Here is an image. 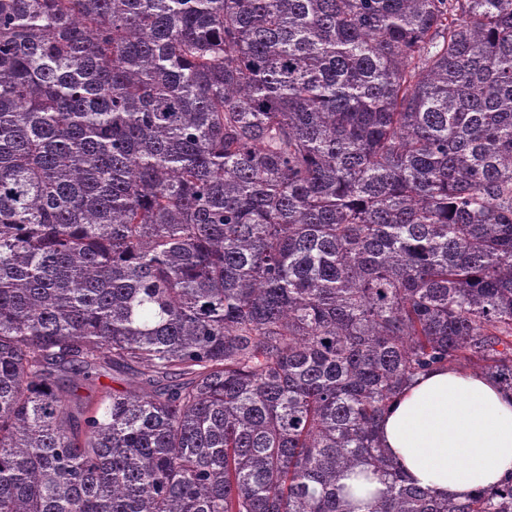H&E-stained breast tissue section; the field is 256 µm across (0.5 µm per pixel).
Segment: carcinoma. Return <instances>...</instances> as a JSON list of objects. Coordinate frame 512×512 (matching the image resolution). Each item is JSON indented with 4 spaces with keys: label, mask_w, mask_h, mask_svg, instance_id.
Returning <instances> with one entry per match:
<instances>
[{
    "label": "carcinoma",
    "mask_w": 512,
    "mask_h": 512,
    "mask_svg": "<svg viewBox=\"0 0 512 512\" xmlns=\"http://www.w3.org/2000/svg\"><path fill=\"white\" fill-rule=\"evenodd\" d=\"M448 365L512 391V0H0V512H512L380 445Z\"/></svg>",
    "instance_id": "cac0c4a2"
}]
</instances>
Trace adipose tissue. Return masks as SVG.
I'll return each mask as SVG.
<instances>
[{
    "instance_id": "adipose-tissue-1",
    "label": "adipose tissue",
    "mask_w": 512,
    "mask_h": 512,
    "mask_svg": "<svg viewBox=\"0 0 512 512\" xmlns=\"http://www.w3.org/2000/svg\"><path fill=\"white\" fill-rule=\"evenodd\" d=\"M379 439L411 482L465 499L512 472V392L462 368L430 371L393 399Z\"/></svg>"
}]
</instances>
